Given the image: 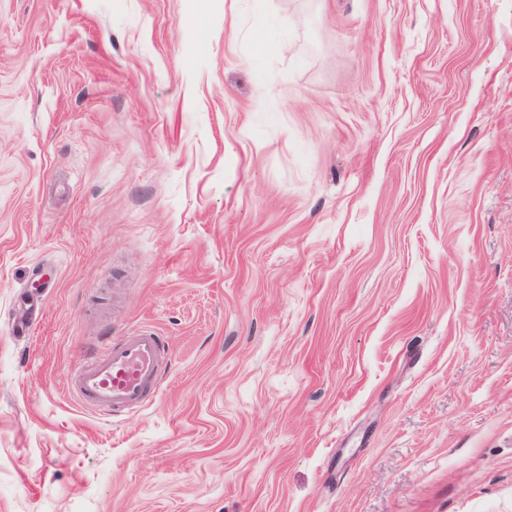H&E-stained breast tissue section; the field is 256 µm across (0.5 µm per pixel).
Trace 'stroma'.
<instances>
[{"label":"stroma","mask_w":512,"mask_h":512,"mask_svg":"<svg viewBox=\"0 0 512 512\" xmlns=\"http://www.w3.org/2000/svg\"><path fill=\"white\" fill-rule=\"evenodd\" d=\"M0 512H512V0H0ZM164 363L154 332L111 338L75 374L73 392L80 406L106 415L140 409L158 392Z\"/></svg>","instance_id":"obj_1"}]
</instances>
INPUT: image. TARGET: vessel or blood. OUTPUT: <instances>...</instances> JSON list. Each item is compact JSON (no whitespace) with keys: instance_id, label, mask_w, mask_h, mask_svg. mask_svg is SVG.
Returning <instances> with one entry per match:
<instances>
[{"instance_id":"vessel-or-blood-1","label":"vessel or blood","mask_w":512,"mask_h":512,"mask_svg":"<svg viewBox=\"0 0 512 512\" xmlns=\"http://www.w3.org/2000/svg\"><path fill=\"white\" fill-rule=\"evenodd\" d=\"M165 368L163 343L154 332L112 338L75 374L80 406L114 415L145 407L158 392Z\"/></svg>"}]
</instances>
